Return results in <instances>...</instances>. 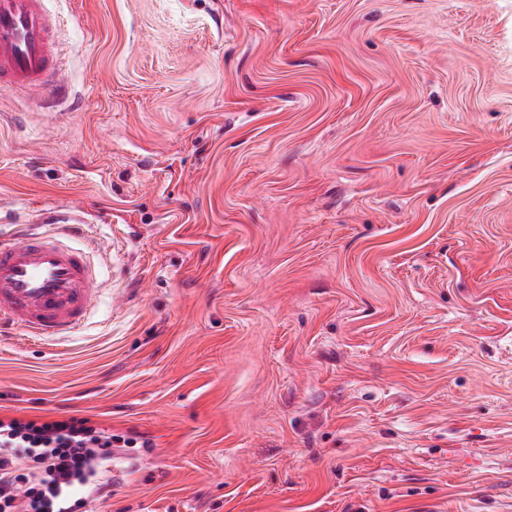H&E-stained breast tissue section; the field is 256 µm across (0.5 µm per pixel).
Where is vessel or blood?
I'll return each instance as SVG.
<instances>
[{
    "label": "vessel or blood",
    "instance_id": "b4317fda",
    "mask_svg": "<svg viewBox=\"0 0 512 512\" xmlns=\"http://www.w3.org/2000/svg\"><path fill=\"white\" fill-rule=\"evenodd\" d=\"M46 0H0V84L62 96L53 46L58 21ZM42 230L0 239V331L61 340L85 324L103 283L74 240L87 236L75 212H49Z\"/></svg>",
    "mask_w": 512,
    "mask_h": 512
}]
</instances>
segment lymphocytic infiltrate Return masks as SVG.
I'll return each instance as SVG.
<instances>
[{
	"instance_id": "obj_1",
	"label": "lymphocytic infiltrate",
	"mask_w": 512,
	"mask_h": 512,
	"mask_svg": "<svg viewBox=\"0 0 512 512\" xmlns=\"http://www.w3.org/2000/svg\"><path fill=\"white\" fill-rule=\"evenodd\" d=\"M111 461V431L89 419H0V512H93Z\"/></svg>"
}]
</instances>
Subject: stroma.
<instances>
[{
    "instance_id": "35a3bbf8",
    "label": "stroma",
    "mask_w": 512,
    "mask_h": 512,
    "mask_svg": "<svg viewBox=\"0 0 512 512\" xmlns=\"http://www.w3.org/2000/svg\"><path fill=\"white\" fill-rule=\"evenodd\" d=\"M0 216L104 289L0 418L111 429L100 512H512V0H48Z\"/></svg>"
}]
</instances>
